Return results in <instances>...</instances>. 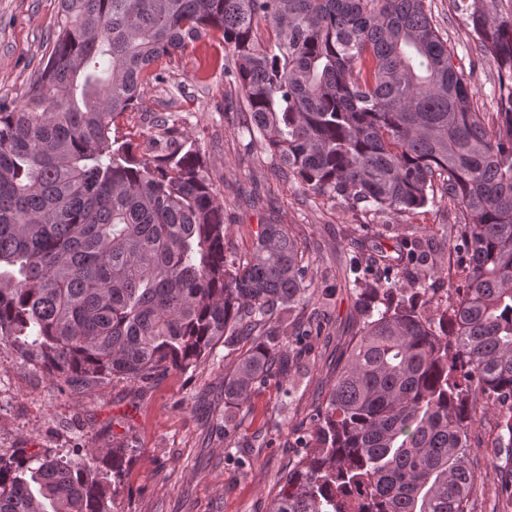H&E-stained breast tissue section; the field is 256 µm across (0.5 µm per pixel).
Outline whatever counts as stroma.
I'll list each match as a JSON object with an SVG mask.
<instances>
[{
  "mask_svg": "<svg viewBox=\"0 0 512 512\" xmlns=\"http://www.w3.org/2000/svg\"><path fill=\"white\" fill-rule=\"evenodd\" d=\"M426 5L455 64L471 80L475 110L497 111V71L481 56L465 12L455 0H426ZM58 11V0H0V102H21L49 53ZM223 54L216 33L159 61L164 82L145 86L123 130L144 148L157 132V117L172 114L180 129L197 136L227 209L229 250L250 246L260 220L278 210L283 224L308 246L315 283L331 287L325 325L302 355L300 370L268 377L247 401L229 404L224 380L249 348L245 338L218 347L199 367L169 369L150 384L113 381L89 392L72 391L34 363L0 349V455L18 448L61 454L104 441L128 445L114 512H270L281 478L298 458L295 439L313 436L312 414L330 392L346 345L362 325L361 307L342 275L369 241L390 250L412 228H422L433 259L450 273L436 283L433 306L453 305L462 285L456 273L460 253L441 233L462 216L447 203L403 215L318 204L285 180L276 162L248 155L239 99L216 65ZM503 416L499 409L479 413L471 429L470 458L477 472L472 512H512L490 466L500 454Z\"/></svg>",
  "mask_w": 512,
  "mask_h": 512,
  "instance_id": "1",
  "label": "stroma"
}]
</instances>
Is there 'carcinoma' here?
<instances>
[{
  "instance_id": "obj_1",
  "label": "carcinoma",
  "mask_w": 512,
  "mask_h": 512,
  "mask_svg": "<svg viewBox=\"0 0 512 512\" xmlns=\"http://www.w3.org/2000/svg\"><path fill=\"white\" fill-rule=\"evenodd\" d=\"M467 19L497 66L493 124L425 0H59L48 58L0 106V348L69 389L148 384L253 340L224 381L241 402L320 328L310 257L281 219L224 248V200L198 140L157 119L151 154L119 135L151 70L218 32L247 147L304 193L407 214L439 199L460 272L453 310L410 279L429 264L418 229L350 266L362 327L316 411L313 440L272 512H471L477 413L512 401V11ZM264 28L268 42L259 41ZM493 463L512 502V414ZM127 446L0 455V512H111Z\"/></svg>"
}]
</instances>
